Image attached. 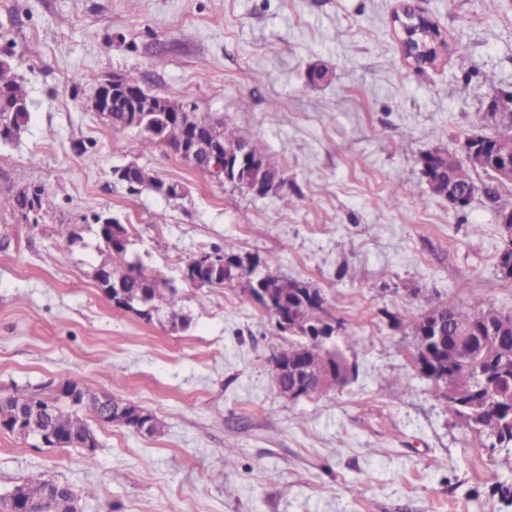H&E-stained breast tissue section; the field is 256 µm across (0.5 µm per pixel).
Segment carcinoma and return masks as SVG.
Returning a JSON list of instances; mask_svg holds the SVG:
<instances>
[{"mask_svg": "<svg viewBox=\"0 0 512 512\" xmlns=\"http://www.w3.org/2000/svg\"><path fill=\"white\" fill-rule=\"evenodd\" d=\"M414 40L415 43L424 45L442 43L438 26L429 19L422 20L416 27ZM27 98L28 92L22 80L13 71L0 69V120L10 117L15 121L20 118L29 120V113L14 110L16 103ZM200 134L212 142L224 145L226 151H247L251 157L258 160L265 178L285 183L281 162L261 151L251 139L228 128L224 124V118L212 115L202 117ZM492 140L497 151L511 148L512 121L499 127L492 134ZM422 166V173L429 184V189L438 196L443 195L445 187L450 182L462 190H477L479 186L472 173L479 169L486 173L492 172L487 155L481 151L466 158L464 163L453 154L435 157L428 154L423 157ZM29 195L39 199L41 204L45 201L44 190L39 186L30 185L6 199L0 198V210H19ZM93 220L98 223L99 236L107 252L106 263L125 271L122 287L128 298L137 305L133 312L149 322L151 316L147 311L165 310L169 313L172 323L185 324L184 316L177 310L176 288L172 285L167 288L157 287L159 275L146 268L132 255L129 227L121 225L124 238L119 242L113 239L106 227L99 224V214H94ZM502 282L512 283V239L504 240V248L499 257V277L498 280L490 282L489 288L493 290ZM226 284L238 288L246 299L256 297L257 289L260 287L269 289L273 295L275 308L286 309L307 325L310 335L299 336L296 340L288 342V347L282 349L277 358L308 366L324 353L336 361V364H345L338 349L319 347L309 339V336L321 333L319 327L324 323L328 313L324 307V297L321 296L315 301L307 296V283L280 276L264 281L260 273L251 269L238 274L224 272L215 279H205L199 286L213 287ZM428 314L430 318L427 323L423 324L418 320L413 323L414 352L421 351L419 336L427 331L429 325L439 319L448 318L450 331L441 344L433 346V362L430 363V367L434 372L452 374L458 387L467 393V397L463 399L447 398L438 386L437 396L443 400L449 415L460 418L470 431L484 438L486 448L505 452L506 456L501 460V466L512 471V400H508L506 396V392L512 389V313L499 311L492 306L468 313L449 305L446 301H436L431 304ZM460 330L483 335L484 344L479 353L463 357L453 349L452 335ZM83 389L84 397L68 407L60 406L62 399L55 395L43 398L45 403L53 407L51 418L55 427L80 435L88 430L87 417L103 420L98 391L88 385L83 386ZM29 398L31 395L18 391L13 395L1 397L0 422L11 420L17 403ZM49 483L50 480L40 474L29 477L23 485L26 500L37 507L40 506L46 497Z\"/></svg>", "mask_w": 512, "mask_h": 512, "instance_id": "carcinoma-1", "label": "carcinoma"}]
</instances>
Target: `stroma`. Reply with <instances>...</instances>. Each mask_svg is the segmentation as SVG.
I'll return each mask as SVG.
<instances>
[{
  "label": "stroma",
  "instance_id": "stroma-1",
  "mask_svg": "<svg viewBox=\"0 0 512 512\" xmlns=\"http://www.w3.org/2000/svg\"><path fill=\"white\" fill-rule=\"evenodd\" d=\"M413 3L448 44L422 71L392 24L401 0H0V50L30 100L26 129L0 144V197L46 193L37 219L0 211V396H46L74 378L160 422L152 435L92 423L91 453L0 432V496L40 471L80 495L82 512H512L496 491L512 473L449 417L410 330L436 293L466 312H512V284L486 290L512 183L458 209L430 192L420 163L459 154L512 112L501 102L512 0ZM315 66L330 81L310 83ZM127 72L278 155L281 191L217 184L165 148L142 150L138 129L105 125L87 103L97 80ZM130 162L185 195L130 192L112 176ZM100 212L128 224L133 254L177 286L186 326L102 294ZM227 243L279 256L278 275L322 293L341 324L345 384L278 394L272 358L288 334L237 288L184 276L187 255Z\"/></svg>",
  "mask_w": 512,
  "mask_h": 512
}]
</instances>
